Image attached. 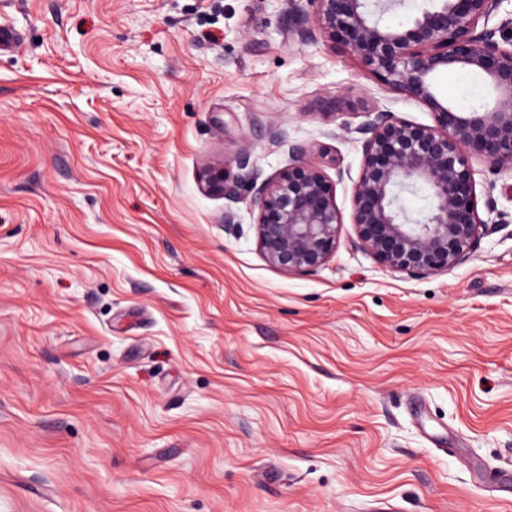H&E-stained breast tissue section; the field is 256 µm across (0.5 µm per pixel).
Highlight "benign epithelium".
Returning <instances> with one entry per match:
<instances>
[{
	"label": "benign epithelium",
	"mask_w": 512,
	"mask_h": 512,
	"mask_svg": "<svg viewBox=\"0 0 512 512\" xmlns=\"http://www.w3.org/2000/svg\"><path fill=\"white\" fill-rule=\"evenodd\" d=\"M306 2L309 10L296 28L301 40L342 49L388 92L433 116L423 124L374 107L360 124L342 127L362 147L350 200L358 247L415 277L460 264L485 227L472 195L474 164L512 172V18L489 26L502 0H430L407 28L383 22L403 0ZM451 66L483 72L495 90L493 102L461 112L441 101L433 77ZM233 165L229 174L204 163L203 182L231 203L250 201L265 261L286 274L325 265L343 216L309 147L288 144V166L270 178L246 149ZM419 188L431 200L421 218L404 205V195Z\"/></svg>",
	"instance_id": "obj_1"
}]
</instances>
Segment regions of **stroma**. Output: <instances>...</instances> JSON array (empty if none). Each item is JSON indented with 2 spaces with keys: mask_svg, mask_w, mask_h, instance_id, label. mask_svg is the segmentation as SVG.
I'll list each match as a JSON object with an SVG mask.
<instances>
[{
  "mask_svg": "<svg viewBox=\"0 0 512 512\" xmlns=\"http://www.w3.org/2000/svg\"><path fill=\"white\" fill-rule=\"evenodd\" d=\"M288 0H0V512H512V173L412 278L341 227L309 275L224 230L204 161L307 145L350 212L385 91ZM440 98L488 102L448 69Z\"/></svg>",
  "mask_w": 512,
  "mask_h": 512,
  "instance_id": "stroma-1",
  "label": "stroma"
}]
</instances>
